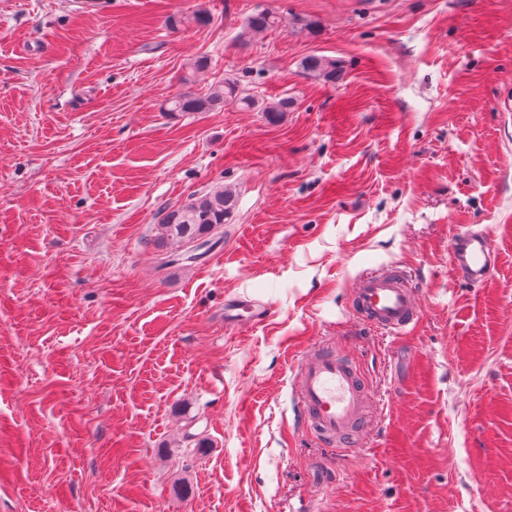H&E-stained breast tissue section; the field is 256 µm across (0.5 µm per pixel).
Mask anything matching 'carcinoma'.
<instances>
[{"label":"carcinoma","mask_w":512,"mask_h":512,"mask_svg":"<svg viewBox=\"0 0 512 512\" xmlns=\"http://www.w3.org/2000/svg\"><path fill=\"white\" fill-rule=\"evenodd\" d=\"M281 23L282 18L277 13L263 10L249 17L242 36L259 34ZM302 68L333 82L341 71L337 60L315 55L306 57L302 61ZM228 105L251 110L256 107V101L245 94L236 81L224 79L211 84L208 93L202 96L184 92L167 99L163 110L175 115L183 112H211ZM234 206L232 192L221 188L205 194H193L185 204L167 212L160 224L161 234L178 244V250L168 256L166 264L196 259L195 245L209 243L207 236L224 224Z\"/></svg>","instance_id":"1"}]
</instances>
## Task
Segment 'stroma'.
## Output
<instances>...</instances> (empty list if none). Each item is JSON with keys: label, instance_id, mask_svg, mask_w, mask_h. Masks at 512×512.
Here are the masks:
<instances>
[{"label": "stroma", "instance_id": "obj_1", "mask_svg": "<svg viewBox=\"0 0 512 512\" xmlns=\"http://www.w3.org/2000/svg\"><path fill=\"white\" fill-rule=\"evenodd\" d=\"M224 78L293 105L163 112ZM222 187L220 242L161 267L164 214ZM460 224L495 238L485 287L450 273ZM387 265L404 336L352 312ZM235 296L272 317L225 323ZM340 343L373 388L351 456L291 428L297 362ZM304 499L512 512V0H0V512ZM282 23V18L275 12L263 10L249 17L242 33L243 37L259 34L264 31L277 28ZM302 68L309 73L323 77L326 81L336 82V76L341 71L339 62L324 56H308L302 61ZM417 282L406 270L389 266L362 275L353 290L357 318L386 335L401 336L420 322Z\"/></svg>", "mask_w": 512, "mask_h": 512}]
</instances>
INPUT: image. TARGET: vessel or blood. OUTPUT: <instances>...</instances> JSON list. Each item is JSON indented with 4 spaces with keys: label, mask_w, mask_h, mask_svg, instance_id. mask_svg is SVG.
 Wrapping results in <instances>:
<instances>
[{
    "label": "vessel or blood",
    "mask_w": 512,
    "mask_h": 512,
    "mask_svg": "<svg viewBox=\"0 0 512 512\" xmlns=\"http://www.w3.org/2000/svg\"><path fill=\"white\" fill-rule=\"evenodd\" d=\"M457 279L471 287L484 286L498 266V250L488 229L465 226L448 245ZM352 308L358 319L391 336L411 332L423 310L417 282L406 270L390 266L362 275L353 290ZM235 322L257 324L272 314L269 306L233 300ZM372 389L365 373L343 348H318L297 365L293 425L298 432L341 451L362 450L371 421Z\"/></svg>",
    "instance_id": "b4317fda"
}]
</instances>
